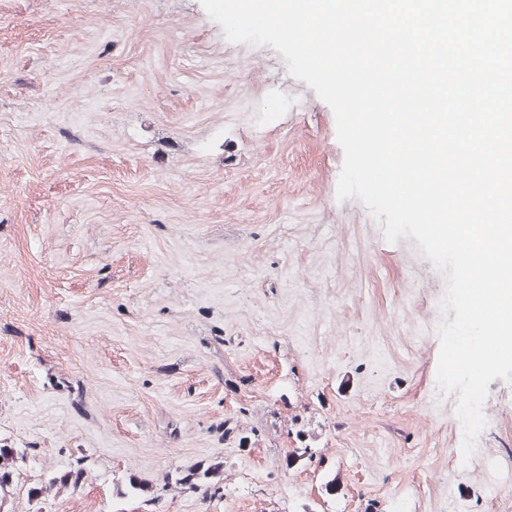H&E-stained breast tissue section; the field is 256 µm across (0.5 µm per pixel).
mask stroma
<instances>
[{
	"mask_svg": "<svg viewBox=\"0 0 512 512\" xmlns=\"http://www.w3.org/2000/svg\"><path fill=\"white\" fill-rule=\"evenodd\" d=\"M343 158L200 0H0V512H512V382L458 466L444 277ZM20 453L15 448L0 447V494L8 488Z\"/></svg>",
	"mask_w": 512,
	"mask_h": 512,
	"instance_id": "obj_1",
	"label": "stroma"
}]
</instances>
